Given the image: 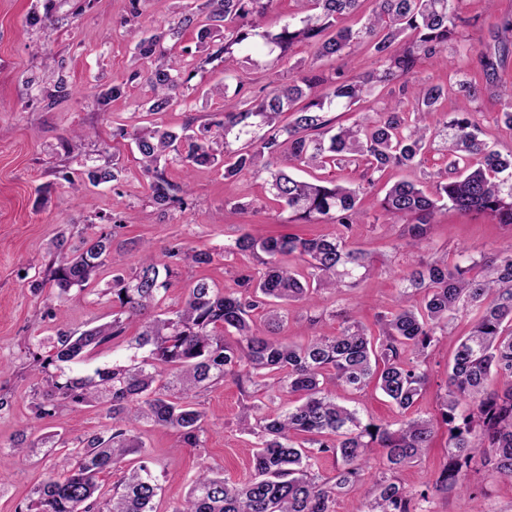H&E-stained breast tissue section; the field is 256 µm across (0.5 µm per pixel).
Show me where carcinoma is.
I'll return each instance as SVG.
<instances>
[{
	"label": "carcinoma",
	"mask_w": 512,
	"mask_h": 512,
	"mask_svg": "<svg viewBox=\"0 0 512 512\" xmlns=\"http://www.w3.org/2000/svg\"><path fill=\"white\" fill-rule=\"evenodd\" d=\"M274 0H205L200 16L185 14L183 25L198 28V68L215 61L230 71L234 51L286 55L292 45L315 47L311 61L288 83L255 91L243 81L213 87L205 94L224 95L222 119L174 131L151 121L119 135L129 137L140 155L149 198L161 211L183 204L188 183L168 178L175 163L190 173L197 166L221 165L224 177L266 173L273 201L288 211V222L340 227L333 238H300L294 234L264 237L246 232L224 254L255 256L265 266L256 275L243 266L238 289L226 294L205 279L188 289L177 308H162L172 277L180 266L207 265L213 253L176 242L157 250L142 247L139 266L131 273L112 266V233L79 231L56 238L59 261L42 279L58 297L71 291L112 295V321L83 330L59 331L33 350L32 367L41 381L32 389L34 417H54L61 410L79 412L102 406L110 419L102 429L73 437L22 431L14 445L21 455L33 448L59 449L62 477H48L33 489L28 503L16 512H154L161 491L150 468L141 426L175 431L180 446L199 448L207 431L200 398L228 378L250 399L239 417L251 437L253 472L230 482L212 469L200 472L187 496L170 512H334L336 497L360 492L368 512H425L428 493H412L396 473L431 448L434 422L415 415L414 407L429 382V349L453 335L458 315L478 310L469 336L460 340L448 366V386L440 397L439 417L446 427L444 461L432 481L447 495L470 489L473 474L488 473L512 481V249L493 256L468 257L452 266L434 260L409 265L402 280L423 291L420 302L403 292L393 311L379 316L378 333H367L349 311L340 313L342 327L334 336H318L304 344H288L273 333L285 321L286 308L312 305L314 294H340L372 272L364 252L348 247L355 225L370 208L404 224L401 246L420 250L437 214L454 210L488 216L512 224V152L503 155L480 139V119L469 103L482 95L481 81L496 74L500 57L477 52L473 73L455 83H423L407 106L386 105L351 125H338L332 108H349L374 93L416 73L425 58L444 55L458 42L461 0H371L372 10L357 28L336 21L357 14L366 0H305L299 23L272 33L265 17ZM54 0L44 12L30 11L27 23L46 29L72 23L77 9L53 17ZM164 33H142L133 57L150 62L146 82L151 95L142 103L147 115L166 112L179 102L189 81L184 60L161 42ZM499 44H512V18L494 26ZM356 48L372 50L379 69L347 76L342 67L327 78L320 62L340 63ZM64 65L47 79L26 81L33 99L51 110L69 97ZM464 100L458 111L436 118L449 95ZM438 144L448 159L445 170L429 174L432 188L399 180L381 197L369 195L375 175L391 168L414 167L425 148ZM363 166L359 183L341 180L303 181L288 168L342 169ZM116 157L104 165L85 167L81 183L98 186L119 180ZM296 253L299 269L277 263ZM112 268V285L92 287L93 275ZM265 311L262 323L254 312ZM138 324L135 335L125 333ZM123 338L131 354L110 365L87 368L104 349ZM501 387L487 389L491 378ZM397 409L391 422H364L355 409L338 401L340 391H362L370 383ZM298 395L297 404L265 410L264 400ZM380 448L386 468L371 474L369 449ZM333 458L331 476L319 463ZM121 477L102 491L101 476Z\"/></svg>",
	"instance_id": "obj_1"
}]
</instances>
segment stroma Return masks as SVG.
I'll use <instances>...</instances> for the list:
<instances>
[{"label":"stroma","instance_id":"35a3bbf8","mask_svg":"<svg viewBox=\"0 0 512 512\" xmlns=\"http://www.w3.org/2000/svg\"><path fill=\"white\" fill-rule=\"evenodd\" d=\"M201 2L142 0V14L134 18L123 0H94L74 24L41 32L26 22L35 0H0V363L6 366L0 373V394L11 400L10 409L0 412V512H15L27 502L35 484L61 472L56 454L41 451L17 458L11 448L20 431L38 425L30 409L28 344L36 336L112 319L111 296L74 294L61 301L54 288L31 289L35 272L55 260L52 242L62 229L115 227L112 260L114 266L128 270L135 268L140 257L136 245L143 241L161 248L182 240L212 251L211 264L184 268L172 280L166 299L170 306L186 296L196 279L207 278L230 293L236 288L240 266L261 270L253 256L222 254L225 244L244 232L303 237H332L337 232L332 224L289 223L287 212L272 201L265 175L228 180L220 166L199 167L188 176L191 193L183 207L163 212L151 203L134 144L116 135L117 128L141 124V104L150 94L145 79L130 78L136 67L133 47L142 31L156 28L166 34L165 48L182 55L187 64H196L197 30L179 27L178 21L183 8L194 9ZM460 12L470 20L462 28V49L482 50L493 43V25L512 17V0H463ZM313 52L310 45L297 43L277 61L260 51L240 53L233 71L252 88L275 86L287 81L291 69L310 62ZM60 62L65 65L69 97L49 111L34 108L25 78L52 70ZM447 78L435 60H423L415 76L368 97L361 109L374 112L387 101H408L417 82ZM223 82V64L207 65L190 80L184 102L159 114V121L175 129L190 120L198 125L210 122L223 112L224 100L207 96L206 91ZM112 84L124 85V95L98 108L95 95L100 86ZM115 154L124 167L118 181L81 190L67 182V175ZM236 200L246 202L247 210L232 211L229 204ZM400 230V225L367 215L349 243L373 259L375 273L347 289L344 302L325 293L314 308L293 305L282 337L303 343L314 332H336L340 321L335 314L344 306L355 309L365 326L374 327L378 315L393 308L402 289L398 274L411 262L442 259L453 265L467 254L489 255L512 247V224L475 214L440 215L430 229L428 246L413 253L397 249ZM51 307L60 308L61 318L48 316ZM453 351V343L447 342L432 353L430 383L415 406L420 416L436 414ZM244 401L229 381L204 394L201 403L211 429L200 448L178 447L171 430L143 429L145 451L154 460L153 473L161 486L155 512H169L184 499L200 470L223 472L233 482L250 476L252 449L238 427ZM474 482L478 491L461 497L430 492L428 512H512V483L487 474L475 476Z\"/></svg>","mask_w":512,"mask_h":512}]
</instances>
